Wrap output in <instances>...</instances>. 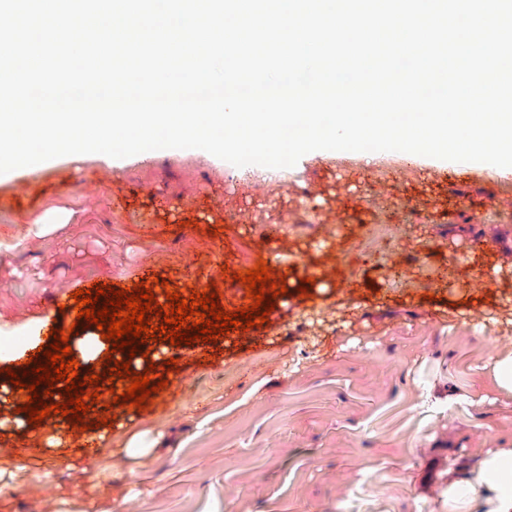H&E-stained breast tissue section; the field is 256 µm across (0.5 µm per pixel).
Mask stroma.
Segmentation results:
<instances>
[{"mask_svg": "<svg viewBox=\"0 0 512 512\" xmlns=\"http://www.w3.org/2000/svg\"><path fill=\"white\" fill-rule=\"evenodd\" d=\"M194 149L63 156L0 179V368L24 370L27 338L94 283L141 269L182 296L197 269L221 305L246 303L234 272L266 261L289 289L262 327L185 346L144 411L113 408L94 456H58L61 415L16 428L0 406V512H448V471L512 446V394L493 381L512 351V174L401 152L318 150L288 174ZM141 192L128 196V181ZM65 210L61 230L33 217ZM231 222H223V215ZM184 224V239L164 227ZM388 227L362 248L375 225ZM249 247L241 261L239 244ZM477 268L451 289L460 253ZM328 269L331 284H296ZM155 436L132 456L133 433ZM34 454H14L26 440Z\"/></svg>", "mask_w": 512, "mask_h": 512, "instance_id": "stroma-1", "label": "stroma"}]
</instances>
